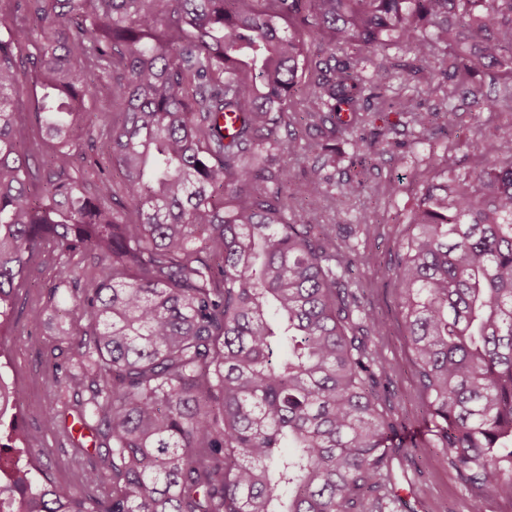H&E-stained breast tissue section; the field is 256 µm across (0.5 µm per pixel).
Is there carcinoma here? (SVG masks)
Here are the masks:
<instances>
[{
    "mask_svg": "<svg viewBox=\"0 0 512 512\" xmlns=\"http://www.w3.org/2000/svg\"><path fill=\"white\" fill-rule=\"evenodd\" d=\"M39 42L34 116L51 170L16 134L17 50ZM396 46L408 56L394 61ZM512 77V0H13L0 8V324L31 260L55 256L88 322L58 363L98 448L69 437L80 485L0 441V498L19 512H383L393 423L374 385L379 318L336 250L321 170L391 112L390 92L464 89L466 60ZM112 81L121 118L88 106ZM110 147L111 172L89 150ZM512 128L486 168L424 188L388 269L427 422L481 500L512 502ZM311 162L304 202L284 157ZM88 252L84 281L73 258ZM22 392L0 377V419ZM18 448L31 460L13 463ZM383 495H378V492Z\"/></svg>",
    "mask_w": 512,
    "mask_h": 512,
    "instance_id": "1",
    "label": "carcinoma"
}]
</instances>
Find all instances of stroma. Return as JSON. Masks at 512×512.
I'll list each match as a JSON object with an SVG mask.
<instances>
[{
  "mask_svg": "<svg viewBox=\"0 0 512 512\" xmlns=\"http://www.w3.org/2000/svg\"><path fill=\"white\" fill-rule=\"evenodd\" d=\"M421 111L433 113L427 136L455 159L454 175L478 174L484 159L475 151L477 137L496 135L500 127L512 125V110L480 112L471 99L457 98L456 115L438 109L440 91L416 84L406 88ZM379 142L380 154L373 164L351 142L336 146V165L323 170L328 180L361 179L365 186L344 203L336 214V237L355 252L368 253L371 263H354L351 276L359 284V299L366 310L382 318L385 328L377 342L389 366L378 372L381 405L394 423L389 435L387 469L391 476V496L385 512H471L475 492L454 467L447 449L441 448L424 420L422 398L411 362L404 327L396 304L395 282L384 270L393 266L402 238L405 217L417 197L434 177V162L416 133L392 113L365 130ZM397 182L394 194L384 191ZM40 312L31 320V312ZM60 317L74 328H83L86 319L74 308L71 293L60 287L52 261L36 262L17 299V314L8 322L0 338V356L6 357L4 373L23 391L18 413L19 426L40 432V456L53 473H60L64 457L55 431L43 428L46 409L62 389L55 367L54 348L61 343L52 324Z\"/></svg>",
  "mask_w": 512,
  "mask_h": 512,
  "instance_id": "35a3bbf8",
  "label": "stroma"
}]
</instances>
